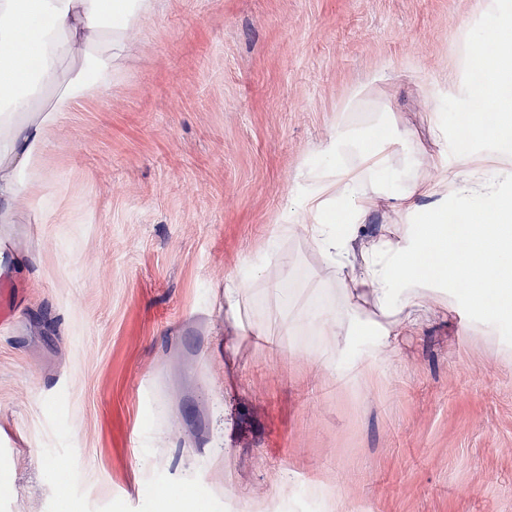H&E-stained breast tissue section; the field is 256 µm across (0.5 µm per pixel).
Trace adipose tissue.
Here are the masks:
<instances>
[{
  "label": "adipose tissue",
  "mask_w": 512,
  "mask_h": 512,
  "mask_svg": "<svg viewBox=\"0 0 512 512\" xmlns=\"http://www.w3.org/2000/svg\"><path fill=\"white\" fill-rule=\"evenodd\" d=\"M151 10V0H0V224L15 222L23 196L43 209L46 196L33 189L43 182L41 159L59 113L68 111L76 97L111 82L110 57L96 54V46L107 39L113 55L120 54L126 30ZM75 45L88 48L94 80L75 73L50 110L34 111L56 76L61 55ZM505 85L499 61H492L484 82L467 90L466 121L471 137L498 145L512 178V95L503 94ZM481 104L500 113L494 128L479 121ZM403 143L399 130L384 123L358 135L337 125L326 148L327 164L304 194L303 205L315 219L307 230L335 268L343 295L332 309L319 296L306 300L300 319L317 333L352 322L357 300L370 299L386 314L399 292L405 307L415 310L422 304V282L462 277L474 283L467 294L473 307L512 316V188L479 183L464 165L445 183L466 206L472 223L483 227L467 250L449 244L448 212L439 208L428 211L410 235L372 240L363 270L349 268L344 236L376 207L381 196L377 177L386 157Z\"/></svg>",
  "instance_id": "1"
}]
</instances>
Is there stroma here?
Returning a JSON list of instances; mask_svg holds the SVG:
<instances>
[{
    "label": "stroma",
    "instance_id": "obj_1",
    "mask_svg": "<svg viewBox=\"0 0 512 512\" xmlns=\"http://www.w3.org/2000/svg\"><path fill=\"white\" fill-rule=\"evenodd\" d=\"M153 4L51 130L48 205L80 223L23 204L6 227L0 512H512V317L450 282L384 353L367 304L352 336L269 322L342 299L298 195L338 123L383 112L403 134L389 190L494 152L457 131L484 0ZM412 228L380 200L351 266ZM230 278L253 283L239 325Z\"/></svg>",
    "mask_w": 512,
    "mask_h": 512
}]
</instances>
